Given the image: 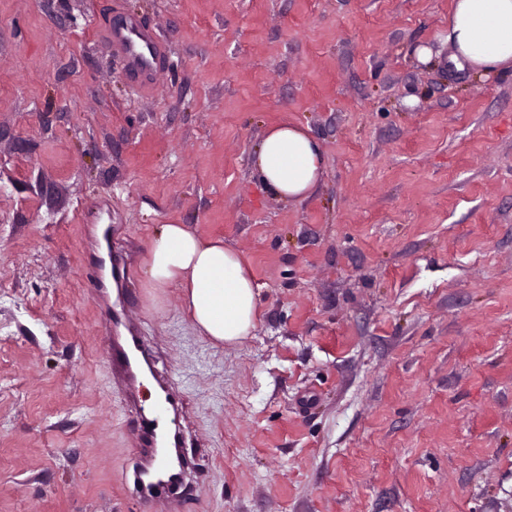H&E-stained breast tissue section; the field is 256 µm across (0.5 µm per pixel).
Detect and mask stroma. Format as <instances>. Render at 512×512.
<instances>
[{"label":"stroma","mask_w":512,"mask_h":512,"mask_svg":"<svg viewBox=\"0 0 512 512\" xmlns=\"http://www.w3.org/2000/svg\"><path fill=\"white\" fill-rule=\"evenodd\" d=\"M452 0H0V512H147L141 410L84 270L184 406L182 512H512V75L448 65ZM123 15L168 60L134 88ZM325 150L308 199L265 130ZM162 224L238 250L253 336L215 347L142 264ZM104 45L140 87L151 85L162 70L165 44L155 27L140 19L113 20L106 29ZM254 174L281 202L306 199L323 181L324 150L307 128L284 124L269 128L254 161Z\"/></svg>","instance_id":"stroma-1"}]
</instances>
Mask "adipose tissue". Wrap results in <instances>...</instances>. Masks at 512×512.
<instances>
[{
    "label": "adipose tissue",
    "mask_w": 512,
    "mask_h": 512,
    "mask_svg": "<svg viewBox=\"0 0 512 512\" xmlns=\"http://www.w3.org/2000/svg\"><path fill=\"white\" fill-rule=\"evenodd\" d=\"M448 64L484 74L512 69V0H453ZM264 189L283 203L306 199L323 181L324 150L307 128H269L254 161ZM151 288H176L194 329L212 345H234L257 325L259 287L238 252L184 224H164L144 261Z\"/></svg>",
    "instance_id": "1"
}]
</instances>
